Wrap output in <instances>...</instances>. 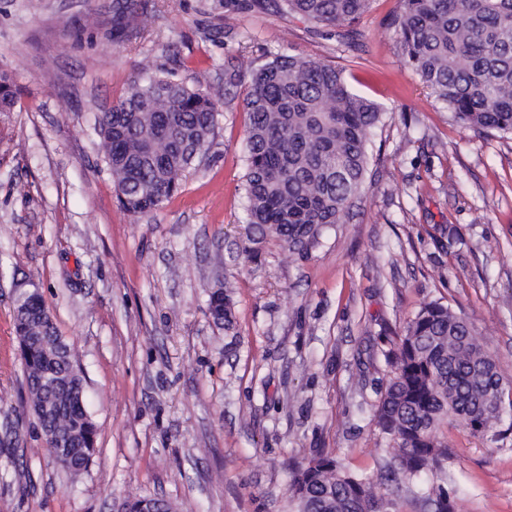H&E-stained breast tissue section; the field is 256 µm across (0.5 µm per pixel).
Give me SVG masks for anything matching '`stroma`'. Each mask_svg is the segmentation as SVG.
Wrapping results in <instances>:
<instances>
[{
    "label": "stroma",
    "instance_id": "1",
    "mask_svg": "<svg viewBox=\"0 0 512 512\" xmlns=\"http://www.w3.org/2000/svg\"><path fill=\"white\" fill-rule=\"evenodd\" d=\"M113 0H0V72L23 87L0 114V512H119L163 499L173 512H295L298 467L325 453L371 477L394 463L374 414L384 353L420 307L468 323L512 386V139L460 128L405 63L373 0L348 49L332 29L225 0H137L122 39ZM279 55L342 69L389 109L370 175L345 223L309 259L268 239L246 251L243 99L252 70ZM207 159L179 193L124 211L95 119L129 84L161 71L224 88ZM457 235L438 242L437 229ZM226 289L232 327L213 322ZM38 291L74 347L96 426L89 468L51 457L29 407L13 328ZM444 471L424 469L392 512H512V427L476 437L442 425Z\"/></svg>",
    "mask_w": 512,
    "mask_h": 512
}]
</instances>
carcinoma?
I'll list each match as a JSON object with an SVG mask.
<instances>
[{
	"label": "carcinoma",
	"mask_w": 512,
	"mask_h": 512,
	"mask_svg": "<svg viewBox=\"0 0 512 512\" xmlns=\"http://www.w3.org/2000/svg\"><path fill=\"white\" fill-rule=\"evenodd\" d=\"M372 0H284L286 11L320 27H342L341 42L360 46L356 22ZM135 0H115L114 27L122 31ZM406 64L451 112L463 129L512 135V0H399L390 18ZM20 88L0 73V103L14 111ZM248 115L244 191L247 224L307 258L325 231L342 224L365 186L370 146L387 111L355 93L342 70L300 56L280 55L252 73L243 99ZM221 99L199 86L161 72L132 82L112 111L96 118L105 164L120 206L132 215L160 208L180 189V178L209 151ZM214 322L232 326L229 296L209 295ZM14 327L29 342L21 360L32 408L49 396L62 411L37 417L50 452L61 439L78 449L75 461L56 458L64 469L86 470L95 451L96 429L83 405L77 365L54 364L60 339L41 295L16 303ZM392 376L380 392L375 419L387 435L399 468L384 479L412 478L441 466L447 444L443 423L462 421L474 436L486 434L506 413L501 376L490 353L467 323L444 304L421 306L388 352ZM375 484L348 473L331 455L297 470L291 493L297 512H389L392 502L374 494ZM427 498L436 512H451L439 485ZM125 512H169L166 503L136 499Z\"/></svg>",
	"instance_id": "carcinoma-1"
}]
</instances>
